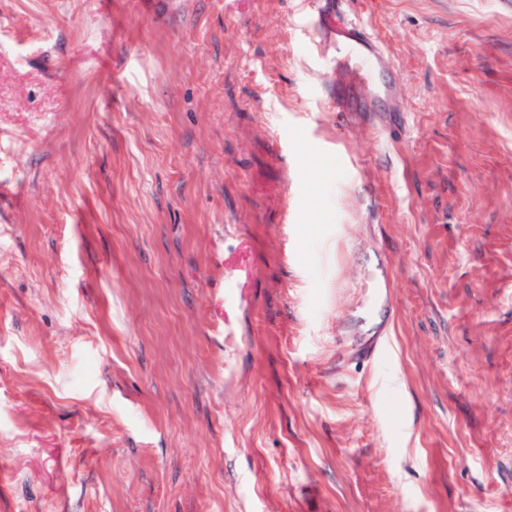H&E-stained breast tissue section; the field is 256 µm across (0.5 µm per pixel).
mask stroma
I'll return each mask as SVG.
<instances>
[{
  "instance_id": "35a3bbf8",
  "label": "stroma",
  "mask_w": 512,
  "mask_h": 512,
  "mask_svg": "<svg viewBox=\"0 0 512 512\" xmlns=\"http://www.w3.org/2000/svg\"><path fill=\"white\" fill-rule=\"evenodd\" d=\"M329 10L0 0V512H512V0ZM372 43L358 23L350 22L343 26L339 50L343 59L354 63L362 77L367 74V69L370 68L372 56L376 60L378 58L373 51Z\"/></svg>"
}]
</instances>
